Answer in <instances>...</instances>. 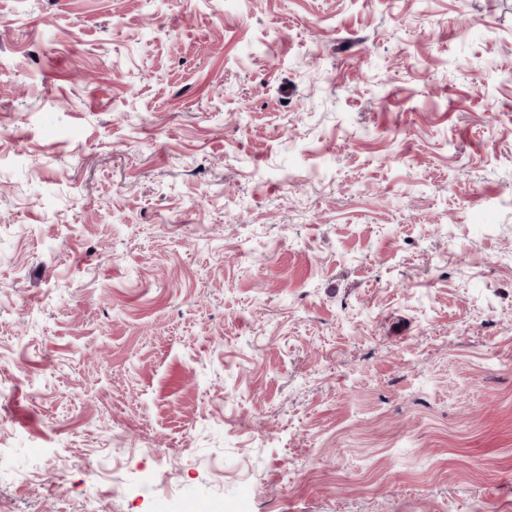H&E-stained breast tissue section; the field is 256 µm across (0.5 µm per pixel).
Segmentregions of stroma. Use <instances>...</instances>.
Listing matches in <instances>:
<instances>
[{
    "instance_id": "1",
    "label": "stroma",
    "mask_w": 512,
    "mask_h": 512,
    "mask_svg": "<svg viewBox=\"0 0 512 512\" xmlns=\"http://www.w3.org/2000/svg\"><path fill=\"white\" fill-rule=\"evenodd\" d=\"M512 512V0H0V512Z\"/></svg>"
}]
</instances>
